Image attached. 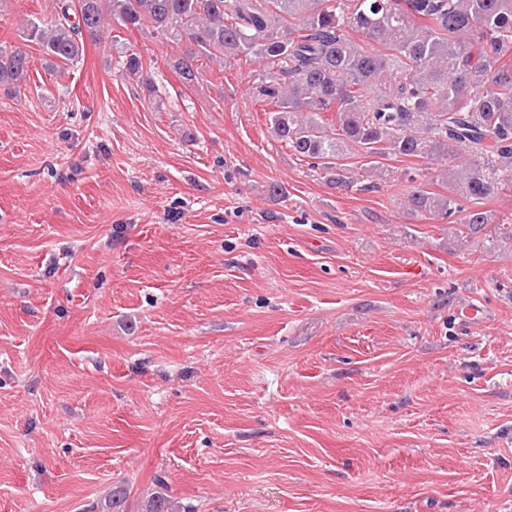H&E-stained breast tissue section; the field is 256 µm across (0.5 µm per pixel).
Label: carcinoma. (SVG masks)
I'll use <instances>...</instances> for the list:
<instances>
[{
    "instance_id": "cac0c4a2",
    "label": "carcinoma",
    "mask_w": 512,
    "mask_h": 512,
    "mask_svg": "<svg viewBox=\"0 0 512 512\" xmlns=\"http://www.w3.org/2000/svg\"><path fill=\"white\" fill-rule=\"evenodd\" d=\"M110 20L124 29L188 42L169 68L182 88L203 84V60H247L250 88L269 107L273 136L314 161L332 188L350 185L344 152L443 162L447 193L418 183L402 208L463 224L475 235L494 223L479 208L498 194L497 173L512 171V0H56L48 19L29 20L20 37L58 65L73 66L83 36ZM122 74L149 98L141 56L119 51ZM28 54L0 50V86L26 81ZM336 113L339 134L320 117ZM469 153L460 164L458 152ZM115 484L101 512H126ZM143 512H181L165 494Z\"/></svg>"
}]
</instances>
